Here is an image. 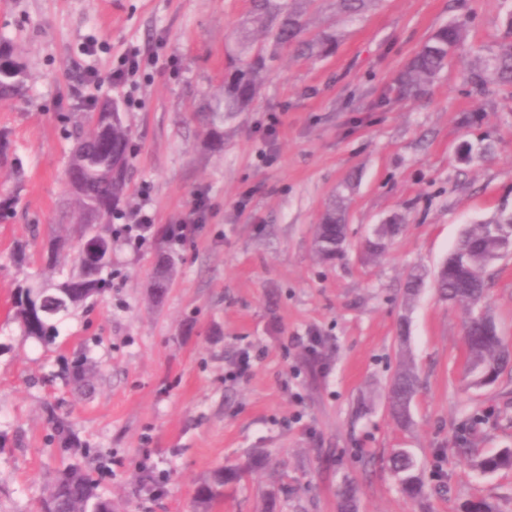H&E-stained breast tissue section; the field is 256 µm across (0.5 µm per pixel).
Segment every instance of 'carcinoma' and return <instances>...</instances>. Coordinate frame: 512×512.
<instances>
[{
  "label": "carcinoma",
  "mask_w": 512,
  "mask_h": 512,
  "mask_svg": "<svg viewBox=\"0 0 512 512\" xmlns=\"http://www.w3.org/2000/svg\"><path fill=\"white\" fill-rule=\"evenodd\" d=\"M311 21L298 7V0H251L249 20L236 35L237 50L230 62L232 74L224 83V95L216 107L206 113L208 135L217 142L223 140L224 123L233 120L238 113L247 111L261 83L274 70L276 54L269 53L266 45L292 47L302 54L321 52L334 35L326 30L309 33ZM464 38L461 25H447L435 30L418 47L404 70L395 80V88L401 96L421 92L448 64V55ZM10 55V66L0 70V98L17 96L26 87L28 75L20 62L18 46L5 42ZM496 80L512 84V43L503 46L492 66ZM130 129L124 123L121 112L112 113V123L98 126L79 138L69 166L84 170L88 187L72 193L81 223H89V217L101 215L103 224L96 225V240L108 245L98 251L89 240V234L80 231L77 240L75 263L77 270L69 273L53 288L68 296L67 306L48 319L40 318L31 304L35 288L21 287L13 295L14 318L23 333L45 345L55 342L63 318L78 307L94 301L106 291L112 276V247L121 237L118 228L109 224L114 205L124 193L128 179ZM497 231L486 224L465 231L443 262L445 269L435 279L438 295L451 303L466 308L469 317L464 322V347L469 371L487 384L497 381L500 371L512 359V352L504 345L499 334L487 331L483 318L477 316L485 297L488 279L485 268L496 258L500 236H509L512 215L499 220ZM396 225L383 228L379 241L370 239L365 246L376 256L384 253L388 237ZM345 225L336 210L328 211L318 225L314 247L322 260H331L343 252ZM418 377L411 368L398 372L388 386L389 410L400 426L409 425L406 416L407 402L418 392ZM476 467L483 473L512 470V449L480 458ZM390 468L400 481L403 491L415 496L420 492L419 477L415 474L416 462L411 454L396 449L390 457ZM244 472L239 469H216L210 479L197 491L198 504L206 509L223 495L224 484L239 481ZM44 503L50 512H114L112 501L97 493L92 475L79 465L63 471L49 489Z\"/></svg>",
  "instance_id": "carcinoma-1"
}]
</instances>
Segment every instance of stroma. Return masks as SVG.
Masks as SVG:
<instances>
[{"label":"stroma","mask_w":512,"mask_h":512,"mask_svg":"<svg viewBox=\"0 0 512 512\" xmlns=\"http://www.w3.org/2000/svg\"><path fill=\"white\" fill-rule=\"evenodd\" d=\"M249 0H0V37L21 46L29 79L0 102V512H40L47 486L77 464L119 512H196L218 467L264 469L225 486L209 512H460L470 499L512 512V470L476 456L512 448V371L478 387L464 364L461 305L432 283L404 295L412 268L435 274L465 230L512 213V86L475 91L473 71L512 41V0H373L349 16L315 0L328 52L278 50L249 111L212 145L201 114L224 88ZM456 21L466 37L424 94L384 93L418 46ZM138 74L116 85L129 56ZM114 99L132 133L129 177L113 223L140 207L152 232L112 252V288L61 325L55 344L23 336L18 285L51 287L74 269L80 223L65 171L87 99ZM276 123L273 146L261 133ZM491 145L472 161L462 143ZM209 199L186 242L166 245L198 196ZM342 203V257L320 261L315 231ZM399 223L387 251L363 242ZM65 239L56 268L43 242ZM172 265L162 297L158 255ZM484 301L512 345V254L486 268ZM320 337L316 352L307 339ZM253 364L234 371L242 352ZM91 386L66 376L81 357ZM411 366L412 423L390 418L387 386ZM68 420L72 443L51 437ZM420 465V497L391 475L394 449Z\"/></svg>","instance_id":"stroma-1"}]
</instances>
